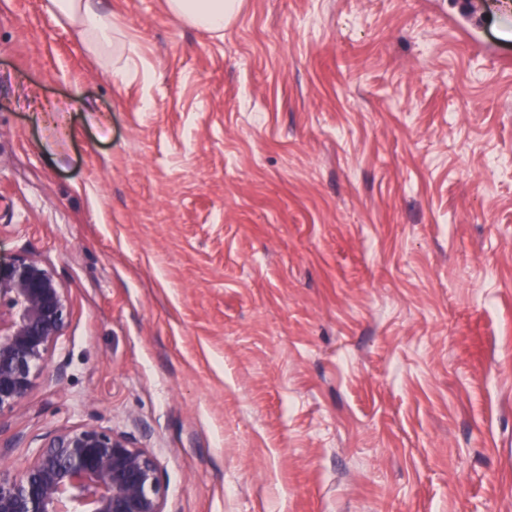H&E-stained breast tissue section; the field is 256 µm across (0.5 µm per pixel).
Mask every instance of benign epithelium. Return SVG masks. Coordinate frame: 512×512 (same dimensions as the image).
<instances>
[{
  "label": "benign epithelium",
  "instance_id": "obj_1",
  "mask_svg": "<svg viewBox=\"0 0 512 512\" xmlns=\"http://www.w3.org/2000/svg\"><path fill=\"white\" fill-rule=\"evenodd\" d=\"M68 316L65 289L39 260L0 262V417L46 372ZM6 459L0 453V512H166L158 458L110 428L58 429L24 466Z\"/></svg>",
  "mask_w": 512,
  "mask_h": 512
}]
</instances>
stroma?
<instances>
[{
    "mask_svg": "<svg viewBox=\"0 0 512 512\" xmlns=\"http://www.w3.org/2000/svg\"><path fill=\"white\" fill-rule=\"evenodd\" d=\"M0 0V259L66 289L0 419L149 449L168 512H512V0ZM103 0H51L53 7L71 24L96 57L106 51L107 36L112 29V12ZM238 0H167L172 15L198 28L221 31L234 15Z\"/></svg>",
    "mask_w": 512,
    "mask_h": 512,
    "instance_id": "stroma-1",
    "label": "stroma"
}]
</instances>
